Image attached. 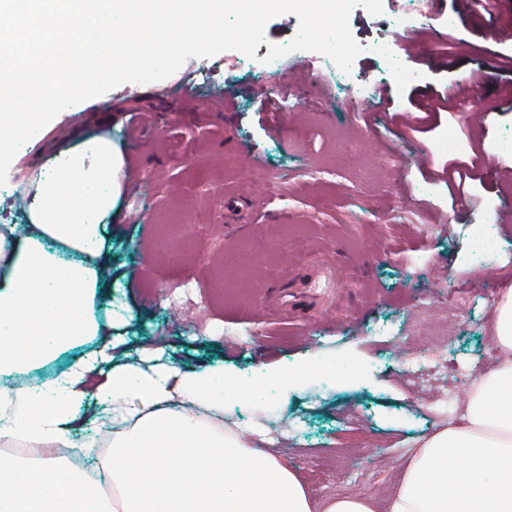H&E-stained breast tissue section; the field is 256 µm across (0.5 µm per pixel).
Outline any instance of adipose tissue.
Masks as SVG:
<instances>
[{
  "mask_svg": "<svg viewBox=\"0 0 512 512\" xmlns=\"http://www.w3.org/2000/svg\"><path fill=\"white\" fill-rule=\"evenodd\" d=\"M58 175L40 182L34 230L0 225V371L52 360L98 335L93 314L102 221L120 193L122 160L110 139L90 137L59 154ZM57 250H48V243ZM497 367L473 384L457 423L420 439L404 461L386 512H512V285L494 303ZM99 361L19 392H0V439L50 448L74 441L78 413L107 403L114 427L106 468L112 500L94 474L45 457L0 462V512H375L372 498L313 500L299 474L268 448L204 422L175 396L224 415L220 368L148 373L134 363L102 375Z\"/></svg>",
  "mask_w": 512,
  "mask_h": 512,
  "instance_id": "adipose-tissue-1",
  "label": "adipose tissue"
}]
</instances>
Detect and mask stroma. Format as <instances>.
Instances as JSON below:
<instances>
[{
	"label": "stroma",
	"mask_w": 512,
	"mask_h": 512,
	"mask_svg": "<svg viewBox=\"0 0 512 512\" xmlns=\"http://www.w3.org/2000/svg\"><path fill=\"white\" fill-rule=\"evenodd\" d=\"M432 22L457 41L402 50L394 18ZM299 20L270 19L255 57L189 58L173 75L125 83L63 110L13 158L0 185V225L30 224L20 184L40 164L96 134L124 157V189L103 262L120 269L96 297L111 316L97 342L40 365L61 375L111 345L114 361L151 349L155 364L221 366L234 380L224 424L277 432L279 452L316 500L373 496L377 507L422 434L446 426L432 399L493 368V303L512 277V0L493 18L467 0H383L351 11L362 52L350 71L312 65L283 83L263 63ZM387 42V53L377 52ZM478 79L469 109L404 124L420 94ZM318 96H310V86ZM367 94L356 101L357 88ZM225 109H218L217 97ZM485 112L488 123L470 121ZM157 123L137 150L129 125ZM476 163L456 197L428 158ZM442 354L447 371L410 392L406 361Z\"/></svg>",
	"instance_id": "obj_1"
}]
</instances>
